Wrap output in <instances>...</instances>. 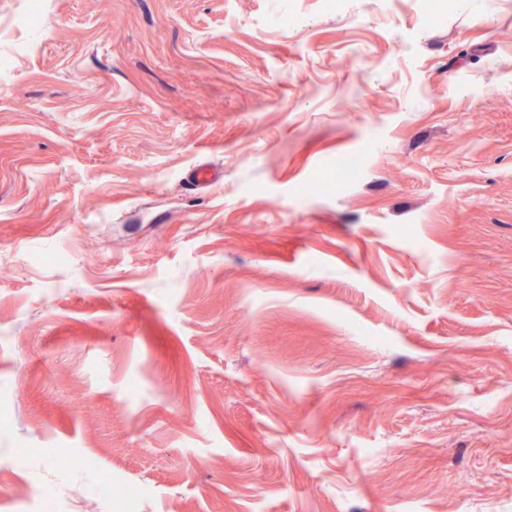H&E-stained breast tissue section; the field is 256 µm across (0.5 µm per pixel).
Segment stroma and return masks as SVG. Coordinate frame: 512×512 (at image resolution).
Instances as JSON below:
<instances>
[{
  "label": "stroma",
  "mask_w": 512,
  "mask_h": 512,
  "mask_svg": "<svg viewBox=\"0 0 512 512\" xmlns=\"http://www.w3.org/2000/svg\"><path fill=\"white\" fill-rule=\"evenodd\" d=\"M31 3L0 512H512V0Z\"/></svg>",
  "instance_id": "obj_1"
}]
</instances>
